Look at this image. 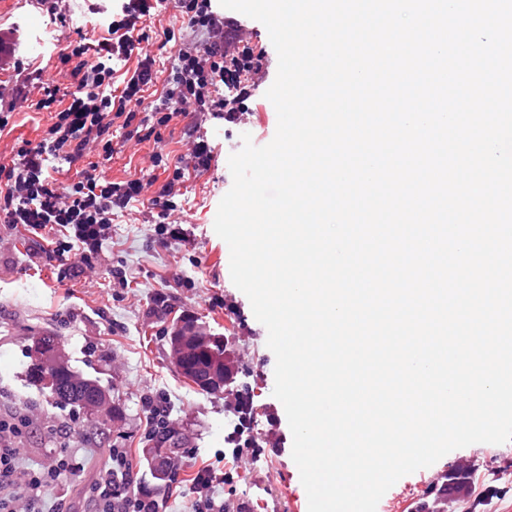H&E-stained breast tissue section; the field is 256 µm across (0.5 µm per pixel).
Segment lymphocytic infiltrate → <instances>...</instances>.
<instances>
[{
	"instance_id": "f902f5d3",
	"label": "lymphocytic infiltrate",
	"mask_w": 512,
	"mask_h": 512,
	"mask_svg": "<svg viewBox=\"0 0 512 512\" xmlns=\"http://www.w3.org/2000/svg\"><path fill=\"white\" fill-rule=\"evenodd\" d=\"M183 22L167 31L178 50L162 94L145 101L143 92L153 82L155 60L144 56L126 80L120 95H113L112 57H126L145 41L146 23L164 7V0H125L108 26L110 39L90 45L85 37L68 42L58 52L63 74L69 80L65 98L47 90L41 101L51 114V124L36 143L23 142L12 165L0 164V223L24 227L34 236L50 233L55 246L48 258L57 262L59 278L78 275L107 264L106 243L112 237V216L130 202L147 199L161 222L155 231L160 244L183 239L180 227L170 223L175 199L186 171L208 170L214 159L207 140L197 137L202 122L229 120L244 106L251 92L247 82L260 73L262 54L243 45L230 49L237 30L236 17L216 5V0H177ZM16 29L0 27V129L11 110L27 98V85L36 80L15 54ZM101 51L89 64L90 48ZM234 89L233 97L217 93V86ZM121 120L131 138L147 140L170 123L183 124L193 140L187 154L179 156L173 171L152 196H145L141 179L115 182L104 177L102 163L111 161L117 148L112 132ZM63 158L74 170L66 185L51 180L49 167ZM32 418L24 413H0V512H159L152 493L142 490L133 477L127 449L114 448L103 468L91 472L92 481L81 508H73L70 489L62 475L88 470L86 457L61 451L49 464L23 465L18 445Z\"/></svg>"
}]
</instances>
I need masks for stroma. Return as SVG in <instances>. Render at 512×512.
Instances as JSON below:
<instances>
[{
  "label": "stroma",
  "instance_id": "35a3bbf8",
  "mask_svg": "<svg viewBox=\"0 0 512 512\" xmlns=\"http://www.w3.org/2000/svg\"><path fill=\"white\" fill-rule=\"evenodd\" d=\"M105 2L63 0L60 14L52 15L40 0H0V26L20 31L17 56L40 69L43 84L17 105L8 127L0 130L1 162L10 161L21 142L43 136L49 119L40 107L43 90L69 84L56 69L57 53L81 33L93 40L107 37ZM166 5L143 45L156 60L155 81L144 93L149 101L160 94L173 62L175 47L164 32L182 24L174 0ZM263 68L262 81L237 122L210 120L199 129L213 145L215 160L205 173L184 180L171 214L184 228V240L159 247L156 211L134 201L112 220V239L105 246L108 265L60 281L41 241L24 229L11 231L0 224V408L37 418L22 443L26 464L46 462L52 431L65 423L72 429L68 450L87 455L97 466L110 449H128L140 485L156 490L158 482L144 455L154 445L144 429L145 404L165 400L172 408L174 435L187 450L176 466L166 512H191L192 480L207 466L231 473V480L215 487L225 502H249L252 512H305V489L291 455L292 434L285 409L272 394L275 357L267 346V330L233 284L228 245L214 231L225 194V155L241 149L242 134L263 146L276 132V109L265 96L277 74L275 49H268ZM186 151L181 129L170 128L160 141L126 143L105 171L115 181L133 175L148 179L160 173L155 154L175 158ZM119 271L126 272L127 285L115 283ZM159 294L168 306L162 318L155 313ZM183 315L206 335L228 338L229 359L238 372L233 386L205 391L176 367L169 338ZM44 330L55 333L73 370L105 389L106 400L97 412L61 407L31 381L36 361L32 338ZM244 389L254 397L252 433L262 444L254 457L236 455L224 442V426L232 419L226 403ZM101 428L108 434L104 445L93 438ZM273 439L277 447L267 448ZM487 449L484 443L456 449L402 477L380 499L376 512H413L425 501L427 489L440 487L450 474L465 479L471 491L448 496L447 512H512V441L500 444V455L493 459Z\"/></svg>",
  "mask_w": 512,
  "mask_h": 512
}]
</instances>
